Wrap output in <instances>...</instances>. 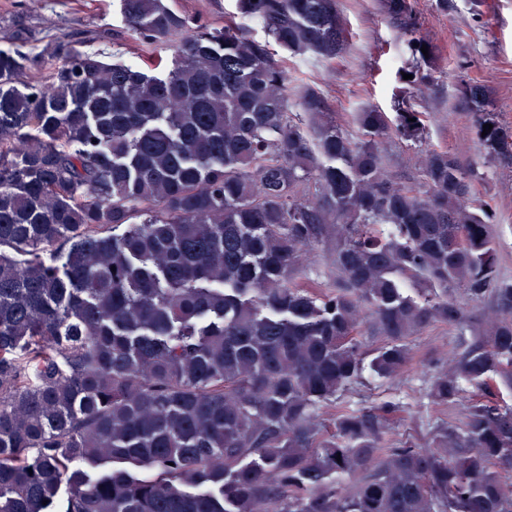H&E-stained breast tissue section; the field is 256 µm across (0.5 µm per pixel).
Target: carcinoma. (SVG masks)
I'll return each mask as SVG.
<instances>
[{"label": "carcinoma", "instance_id": "cac0c4a2", "mask_svg": "<svg viewBox=\"0 0 512 512\" xmlns=\"http://www.w3.org/2000/svg\"><path fill=\"white\" fill-rule=\"evenodd\" d=\"M237 7L271 41L121 0L143 40L182 36L163 74L63 42L49 82L20 90L44 58L0 49V512H512V408L472 404L422 447L384 442L391 405L322 433L317 407L361 377L359 324L396 377L409 337L462 321L453 286L494 311L431 396L512 382V280L456 157L427 151L419 193L386 169L385 113H354L355 142L314 87L289 111L271 44L334 57L335 0ZM384 9L413 32L411 0ZM407 47L418 85L434 47ZM462 97L480 147L511 158L488 88ZM395 130L421 140L422 113ZM329 224L343 280L315 295L293 276Z\"/></svg>", "mask_w": 512, "mask_h": 512}]
</instances>
